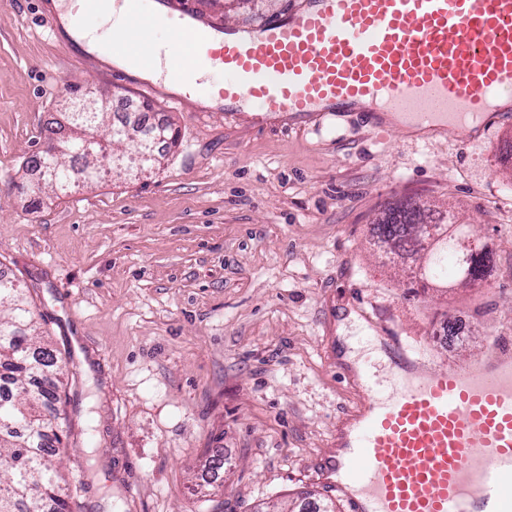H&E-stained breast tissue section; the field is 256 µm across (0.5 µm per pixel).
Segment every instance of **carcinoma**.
<instances>
[{
  "instance_id": "cac0c4a2",
  "label": "carcinoma",
  "mask_w": 512,
  "mask_h": 512,
  "mask_svg": "<svg viewBox=\"0 0 512 512\" xmlns=\"http://www.w3.org/2000/svg\"><path fill=\"white\" fill-rule=\"evenodd\" d=\"M70 123L77 135L71 156L88 158L83 136L98 131L102 112H71ZM44 162L57 167V187H68L72 174L66 162L48 155ZM428 214L396 203L373 225L380 244L388 243L390 254L413 255L424 250L413 226L428 224ZM458 234H450L429 250L428 259L418 263V278L430 283L473 285L490 268L484 250L464 255L458 250ZM43 331L37 314L19 281L0 277V512H73L81 485L59 484L62 425L68 417L57 404L61 389L72 372L59 363L52 350L42 346Z\"/></svg>"
}]
</instances>
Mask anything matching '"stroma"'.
<instances>
[{
	"instance_id": "stroma-1",
	"label": "stroma",
	"mask_w": 512,
	"mask_h": 512,
	"mask_svg": "<svg viewBox=\"0 0 512 512\" xmlns=\"http://www.w3.org/2000/svg\"><path fill=\"white\" fill-rule=\"evenodd\" d=\"M227 25L293 0H195ZM45 0H0V274L16 278L68 355L64 473L84 512H298L346 504L320 477L360 369L389 347L443 370L512 329V118L480 135L370 129L363 116L252 113L117 84L108 64L50 32ZM150 104L181 144L64 191L21 194L68 88ZM452 211L494 241L489 283L422 288L382 258L371 227L391 202ZM455 312L471 336L435 328ZM354 353L347 362L346 353ZM221 479L203 483L211 458ZM470 334V321L463 316H454L448 319L447 324H443L438 332V336L441 340L450 346H454L463 341L467 336H470Z\"/></svg>"
}]
</instances>
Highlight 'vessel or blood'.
Masks as SVG:
<instances>
[{"label":"vessel or blood","mask_w":512,"mask_h":512,"mask_svg":"<svg viewBox=\"0 0 512 512\" xmlns=\"http://www.w3.org/2000/svg\"><path fill=\"white\" fill-rule=\"evenodd\" d=\"M119 38L153 64L142 29L192 50L169 84L201 89L209 71L225 111L279 116L395 114L445 132L483 128L512 100V0H301L288 15L226 26L192 0H123ZM391 389L343 421L332 487L348 512H512V336L473 362L435 371L392 341Z\"/></svg>","instance_id":"vessel-or-blood-1"}]
</instances>
